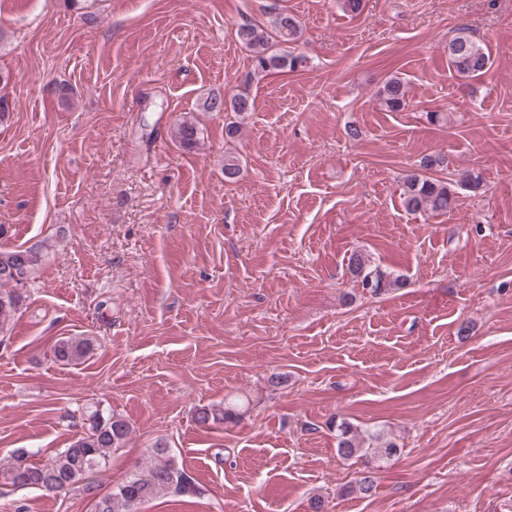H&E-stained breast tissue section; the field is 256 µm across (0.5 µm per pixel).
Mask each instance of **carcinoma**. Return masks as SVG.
<instances>
[{"label":"carcinoma","mask_w":512,"mask_h":512,"mask_svg":"<svg viewBox=\"0 0 512 512\" xmlns=\"http://www.w3.org/2000/svg\"><path fill=\"white\" fill-rule=\"evenodd\" d=\"M300 25L286 11L276 13L270 27L264 29L246 21L239 25L237 37L250 52L252 72L250 78L263 77L273 71H296L306 62L302 55L281 50L278 45L298 40ZM448 67L461 79H471L487 73L491 57L483 43L474 39L464 28L457 29L448 39ZM382 106L389 112H399L408 105V86L405 78L390 76L377 92ZM207 112H235L243 115L254 108L247 91L242 90L226 99L212 95L203 102ZM179 143L191 148L198 141V127L191 120H184L174 128ZM242 173L241 161L234 155L224 156V180L236 181ZM484 182L479 174L468 173L457 182L435 179L423 174H408L403 178L402 203L406 211L431 215L446 214L457 201L458 189L475 195L483 191ZM46 245L27 248L0 249V332L18 310L23 290L45 257ZM352 278L361 287L378 294L388 288L405 285L402 276L393 277L378 267H373L366 256L352 253L347 262ZM93 349V341L86 337L62 338L53 349L55 359L62 364L77 363ZM237 413L231 408L216 413L205 408L197 411L196 419L202 425L211 422L233 420ZM89 427L69 447L57 452L45 464L27 462L18 454L0 469V475L8 483L22 488H31L53 493H67L80 489L94 496V512H133V508L157 497L166 495L171 489L189 486L188 476L179 465L170 449L159 444L150 449L149 461L144 469L131 474L118 484L112 493L103 497L94 495L97 474L106 467L112 451L120 448L129 434L128 423L114 415H105L95 410L88 414ZM337 451L345 458L382 459L397 452V445L389 440L381 441L375 448L364 447V440L347 422L337 426Z\"/></svg>","instance_id":"1"}]
</instances>
